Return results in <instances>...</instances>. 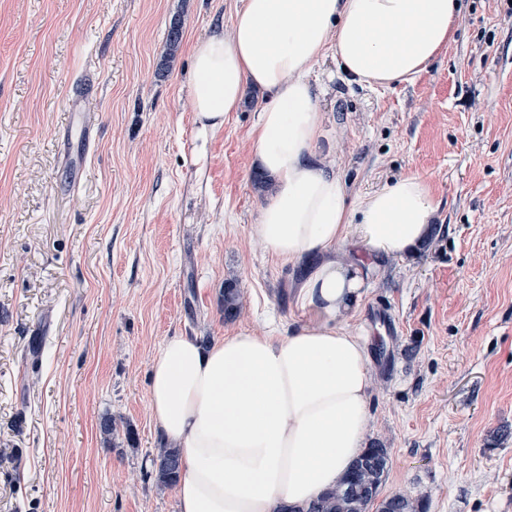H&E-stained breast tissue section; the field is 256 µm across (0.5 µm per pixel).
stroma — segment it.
<instances>
[{"label":"stroma","instance_id":"obj_1","mask_svg":"<svg viewBox=\"0 0 512 512\" xmlns=\"http://www.w3.org/2000/svg\"><path fill=\"white\" fill-rule=\"evenodd\" d=\"M461 4L412 81L369 90L333 56L315 66V158L350 199L416 173L437 203L430 245L372 263L348 319L371 356L382 494L512 512V5ZM240 5L0 0V512H178L150 475L152 360L172 336H271L298 315L309 260L253 233L271 195L254 184L263 97L246 89L205 132L189 96L192 44L232 35ZM87 75L89 140L62 144Z\"/></svg>","mask_w":512,"mask_h":512}]
</instances>
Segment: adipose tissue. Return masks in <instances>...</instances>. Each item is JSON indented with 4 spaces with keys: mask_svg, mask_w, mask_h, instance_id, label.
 I'll list each match as a JSON object with an SVG mask.
<instances>
[{
    "mask_svg": "<svg viewBox=\"0 0 512 512\" xmlns=\"http://www.w3.org/2000/svg\"><path fill=\"white\" fill-rule=\"evenodd\" d=\"M460 9L459 0H242L232 37L194 43L190 98L203 128L222 127L245 86L268 94L255 150L274 189L254 235L282 262L323 259L301 283V316L283 335L206 345L173 336L153 359L154 429L183 465L178 512L298 510L363 452L370 360L346 321L365 283L359 264L334 250L352 242L368 257L414 255L437 205L416 174L348 203L344 180L314 159L321 126L311 75L331 54L362 87L410 81L451 41Z\"/></svg>",
    "mask_w": 512,
    "mask_h": 512,
    "instance_id": "ef3b65f1",
    "label": "adipose tissue"
}]
</instances>
